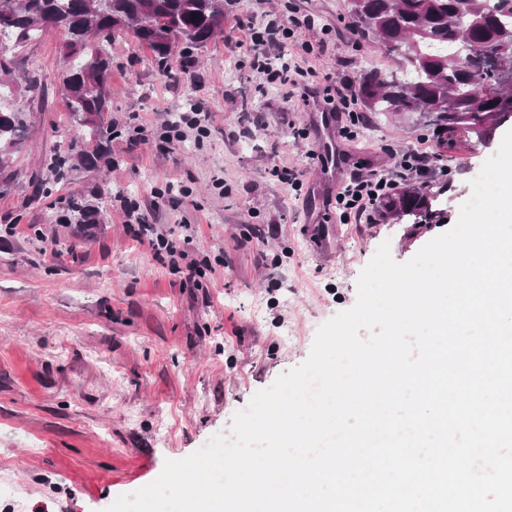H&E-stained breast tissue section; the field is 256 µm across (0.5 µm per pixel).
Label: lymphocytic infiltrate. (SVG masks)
<instances>
[{"label":"lymphocytic infiltrate","mask_w":512,"mask_h":512,"mask_svg":"<svg viewBox=\"0 0 512 512\" xmlns=\"http://www.w3.org/2000/svg\"><path fill=\"white\" fill-rule=\"evenodd\" d=\"M245 36L252 51L251 67L267 84L282 88L285 97L290 99L313 95V82L318 76L312 64L315 53L304 42L293 54H285L286 43L295 36L287 22L275 16L261 26L246 27ZM323 102L327 110L337 113L341 119L339 137L348 141L355 139L357 127L366 124L367 116L354 109L352 95L329 84L323 89ZM209 122L210 115L203 103L195 102L188 111L179 114L177 121L163 127L156 146L167 150L189 132L199 140L208 138ZM381 153L385 159L383 165L352 173L337 191L335 203L342 223L370 216L377 201L395 190L400 180L411 175L427 179L434 173L433 164L437 160L434 154L419 150L400 152L387 146L382 147ZM118 202L127 219L131 239L148 243L154 256L167 262L172 271L182 274L184 282L199 284L203 276L202 262L189 259L176 239L158 233L154 225L148 224L138 199L122 195Z\"/></svg>","instance_id":"obj_1"}]
</instances>
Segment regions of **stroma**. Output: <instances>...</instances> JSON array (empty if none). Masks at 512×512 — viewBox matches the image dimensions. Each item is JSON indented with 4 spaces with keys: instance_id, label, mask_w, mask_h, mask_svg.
Returning a JSON list of instances; mask_svg holds the SVG:
<instances>
[{
    "instance_id": "1",
    "label": "stroma",
    "mask_w": 512,
    "mask_h": 512,
    "mask_svg": "<svg viewBox=\"0 0 512 512\" xmlns=\"http://www.w3.org/2000/svg\"><path fill=\"white\" fill-rule=\"evenodd\" d=\"M284 11L313 19L299 40L327 39L315 67L332 83L396 69L359 36L346 0H224V32L195 51L191 69L179 53L164 72L148 48L121 36L110 43L111 125L150 135L200 98L211 115L203 146L189 139L163 154L150 139L133 149L115 138L95 169L63 176L50 164L56 152L98 150L74 136L59 83L65 34L46 30L14 52L8 104L26 113L28 133L9 170L13 187L0 194V225L18 227L0 240V482L20 495L0 497V512H105L156 480L166 460L230 436L234 414L304 362L319 327L355 304L380 244L405 262L452 228L471 180L498 150L501 128L451 150L416 120L369 114L344 145L352 165L385 145L428 142L444 167L431 181L436 216L341 223L318 200L335 176L307 157L322 98L260 88L238 29ZM298 128L307 138H295ZM277 164L302 170L301 192L273 176ZM170 182L190 196L174 210L150 206L148 221L175 239L194 227V257L214 264L204 292L182 287L132 241L112 205L118 194L150 205L152 188Z\"/></svg>"
}]
</instances>
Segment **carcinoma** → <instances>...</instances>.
<instances>
[{
  "instance_id": "obj_1",
  "label": "carcinoma",
  "mask_w": 512,
  "mask_h": 512,
  "mask_svg": "<svg viewBox=\"0 0 512 512\" xmlns=\"http://www.w3.org/2000/svg\"><path fill=\"white\" fill-rule=\"evenodd\" d=\"M356 30L374 39L398 63L396 73L370 71L357 95L369 112L423 119L440 136L484 140L512 120V0H347ZM133 23L134 41L148 46L162 68L174 47L204 48L224 30V0H0V71L10 72L9 51L47 27L62 29L66 66L62 88L73 127L95 135L109 112V90L96 74L112 71V58L85 29L109 37ZM27 116L0 106V173L21 148ZM428 186L387 197L381 212L429 216Z\"/></svg>"
}]
</instances>
